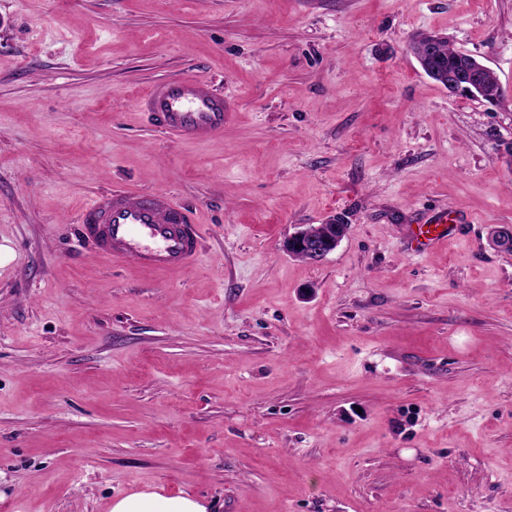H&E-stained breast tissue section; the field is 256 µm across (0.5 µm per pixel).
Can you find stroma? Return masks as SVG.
<instances>
[{"instance_id":"stroma-1","label":"stroma","mask_w":512,"mask_h":512,"mask_svg":"<svg viewBox=\"0 0 512 512\" xmlns=\"http://www.w3.org/2000/svg\"><path fill=\"white\" fill-rule=\"evenodd\" d=\"M439 33L504 100L448 92ZM191 75L222 135L138 96ZM512 0H0V512H512ZM166 191L189 270L96 256L78 208ZM459 233L411 249L425 214ZM343 217L319 264L284 252ZM138 105L156 129L174 139L207 141L224 132V95L196 77L158 83L140 96ZM209 507V503L190 495L140 491L114 498L109 512H208Z\"/></svg>"}]
</instances>
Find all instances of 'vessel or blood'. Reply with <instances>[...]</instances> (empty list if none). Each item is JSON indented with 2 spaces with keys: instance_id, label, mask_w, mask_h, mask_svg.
<instances>
[{
  "instance_id": "b4317fda",
  "label": "vessel or blood",
  "mask_w": 512,
  "mask_h": 512,
  "mask_svg": "<svg viewBox=\"0 0 512 512\" xmlns=\"http://www.w3.org/2000/svg\"><path fill=\"white\" fill-rule=\"evenodd\" d=\"M138 105L156 129L178 140L207 141L224 132L223 94L195 77L158 83L140 96ZM76 220L96 255L131 260L157 273L188 270L204 238L202 224L167 192L102 193L81 206ZM463 222V215L452 210L426 216L412 231L416 252L453 236Z\"/></svg>"
}]
</instances>
